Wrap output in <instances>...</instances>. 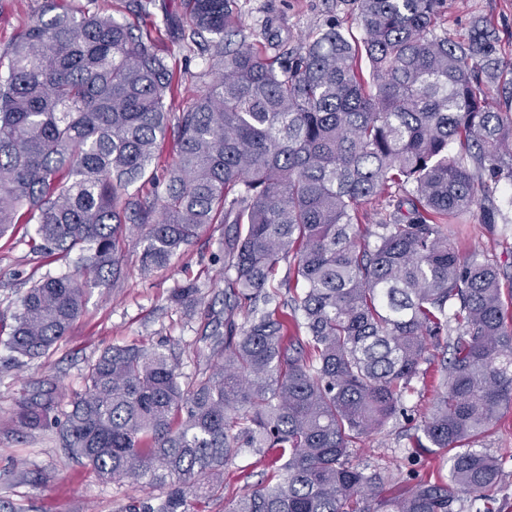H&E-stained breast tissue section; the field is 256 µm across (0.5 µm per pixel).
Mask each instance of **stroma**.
Here are the masks:
<instances>
[{"instance_id": "obj_1", "label": "stroma", "mask_w": 512, "mask_h": 512, "mask_svg": "<svg viewBox=\"0 0 512 512\" xmlns=\"http://www.w3.org/2000/svg\"><path fill=\"white\" fill-rule=\"evenodd\" d=\"M247 30H260L272 21L275 41L298 47L308 34L336 24L360 34L352 0H238ZM487 19L498 39L497 53L512 67V0H446L441 29L449 38L465 36L476 19ZM160 47L179 78L174 110H182L199 87L198 76L205 58L162 40ZM497 203L504 215L495 235L469 225L456 244L460 252L492 249L504 269L512 274V183L502 184ZM223 224L207 227L201 238L173 257L170 265L150 277L139 271L141 249L130 245L121 254V275L105 287L85 290L80 316L67 335L48 354L33 359H14L0 344V505L14 512H125L134 500L152 492L124 482H104L91 470L70 458L61 448L56 425L38 430L14 423L16 401L36 389H54L69 411L70 400L84 390L89 365L109 347L136 344L174 354L182 382L208 372L221 355V339L227 318L242 321L224 296ZM35 227L15 225L0 238V317L18 311L30 286L45 275H76L81 271L77 254L48 259L35 250ZM195 282L204 298L202 306L187 309L170 300L174 288ZM434 391L430 381L413 380L404 394L401 411L387 427L357 445L352 460L367 470H388L394 482L382 490L394 496L400 482L437 478L448 469L430 457L412 454L408 436L429 410ZM480 447L501 459L503 478L492 499L495 512H512V406L502 409L495 425L479 442ZM274 474L266 457L254 448L241 449L224 469V498L210 500L201 512H224L225 497L268 481Z\"/></svg>"}]
</instances>
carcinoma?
<instances>
[{
  "label": "carcinoma",
  "instance_id": "carcinoma-1",
  "mask_svg": "<svg viewBox=\"0 0 512 512\" xmlns=\"http://www.w3.org/2000/svg\"><path fill=\"white\" fill-rule=\"evenodd\" d=\"M362 35L329 26L269 56L236 0H183L164 30L208 57L209 81L183 111L150 31L54 0L0 51V237L25 218L47 256L81 257L86 279L47 276L12 315L6 348L46 354L79 316L85 288L121 273L127 242L150 274L223 217L224 360L187 385L168 355L114 346L58 423L61 447L104 482L163 490L127 512H191L224 493V465L258 448L279 479L227 512H460L489 498L499 458L474 444L512 404V277L497 256L461 254L458 224L492 230L512 182V114L488 102L501 76L476 21L437 32L445 0H353ZM156 0H128L138 18ZM262 40H257V37ZM177 159L157 174L158 141ZM288 264L298 291L270 290ZM195 309V284L171 293ZM447 355L415 448L448 475L404 485L350 460L396 417L432 352ZM59 402L17 405L24 429Z\"/></svg>",
  "mask_w": 512,
  "mask_h": 512
}]
</instances>
